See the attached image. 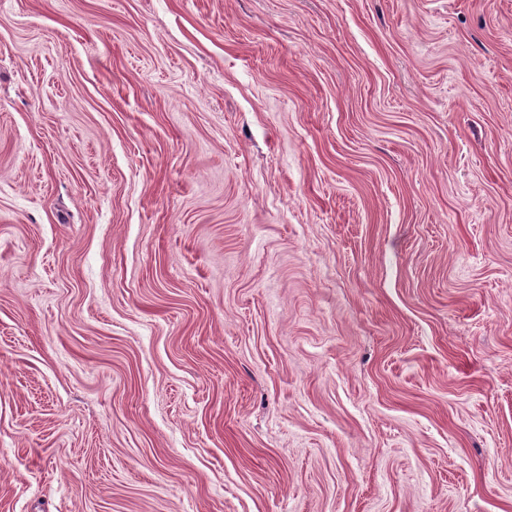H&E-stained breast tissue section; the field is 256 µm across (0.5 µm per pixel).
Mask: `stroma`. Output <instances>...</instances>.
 Masks as SVG:
<instances>
[{
  "label": "stroma",
  "mask_w": 512,
  "mask_h": 512,
  "mask_svg": "<svg viewBox=\"0 0 512 512\" xmlns=\"http://www.w3.org/2000/svg\"><path fill=\"white\" fill-rule=\"evenodd\" d=\"M0 512H512V0H0Z\"/></svg>",
  "instance_id": "stroma-1"
}]
</instances>
